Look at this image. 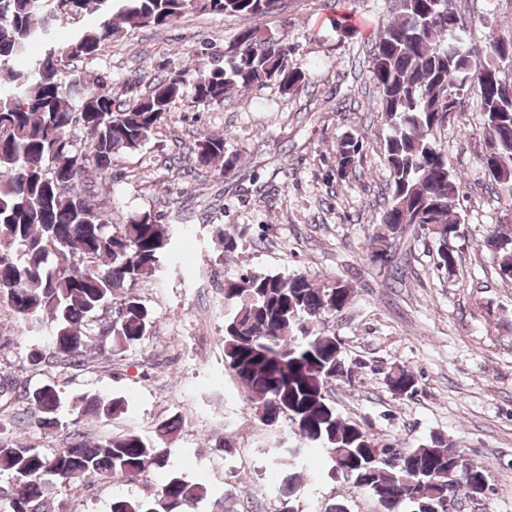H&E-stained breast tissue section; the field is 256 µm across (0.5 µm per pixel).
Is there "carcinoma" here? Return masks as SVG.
Wrapping results in <instances>:
<instances>
[{
  "label": "carcinoma",
  "mask_w": 512,
  "mask_h": 512,
  "mask_svg": "<svg viewBox=\"0 0 512 512\" xmlns=\"http://www.w3.org/2000/svg\"><path fill=\"white\" fill-rule=\"evenodd\" d=\"M396 17L369 48L368 73L376 111L384 116V170L388 195L381 228L368 245L371 262L391 263L392 246L420 227L438 244L439 268L456 271L459 255L448 247L461 229L460 174L437 141L453 119L447 93L462 87L476 97L483 116L484 149L490 160L502 213L484 243L496 256L499 275L512 281V82L498 69L512 53V38L486 42L473 68L471 26L455 0H395ZM276 0H0V303L25 332L39 336L29 353L36 366H85V348L97 337L100 354H120L149 335L154 313L133 288L155 276L169 249L166 226L149 211L125 224L82 194L79 183L93 168L105 189L122 156L151 141L173 106L185 97L201 106L220 105L235 91L276 84L305 86L292 67L295 48L262 27ZM193 11L241 18L232 45L204 53L208 62L174 66L152 79L147 94L129 100L112 95V78L77 75L69 62L92 58L117 21L164 28ZM80 127L84 144L74 139ZM235 171L240 154L224 138L202 135L195 165ZM363 161L360 137L336 146V172L356 178ZM224 363L248 393V410L272 427L288 420L309 448L327 457L326 476H342L363 489L378 512H421L420 504L462 490L488 489L489 467L472 462L454 468L462 451L435 436L415 448L383 442L343 418L328 387L352 379L354 365L341 342L325 331L326 319L351 304L355 289L343 277L318 283L303 273L248 270L226 279ZM396 396L416 391L415 373L396 365L385 374ZM27 401V408L16 403ZM62 396L55 384L18 390L0 379V414L13 427L61 426ZM82 416L117 417L123 397L92 394L72 399ZM174 421L147 439L135 431L90 438L66 434L46 453L18 437L0 434V506L5 512H56V490L114 476L135 480L169 460L166 445ZM308 470L288 465L279 486L283 512L300 507ZM210 496L209 487L173 475L161 487L145 486L136 497L112 500L110 512H189Z\"/></svg>",
  "instance_id": "carcinoma-1"
}]
</instances>
